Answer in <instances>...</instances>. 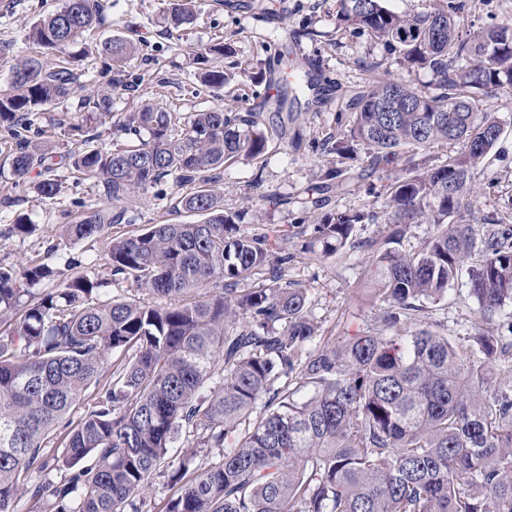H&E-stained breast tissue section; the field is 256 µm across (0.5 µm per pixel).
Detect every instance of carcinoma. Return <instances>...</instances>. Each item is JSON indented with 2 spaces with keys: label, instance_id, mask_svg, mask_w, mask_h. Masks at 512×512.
<instances>
[{
  "label": "carcinoma",
  "instance_id": "obj_1",
  "mask_svg": "<svg viewBox=\"0 0 512 512\" xmlns=\"http://www.w3.org/2000/svg\"><path fill=\"white\" fill-rule=\"evenodd\" d=\"M342 20L367 31L428 85L381 79L363 86L336 113L326 144L349 161L324 174L323 189L396 168L387 190L390 232L371 242L374 297L385 305L387 334L322 342L305 289L285 278L288 242L323 258L354 245L370 215L325 214L311 232L282 238L239 232L237 215L213 190L239 159H258L268 136L259 113L221 106L187 118L147 102L116 123L128 136L112 149L87 135L112 97L85 99L69 124L79 148L74 172L102 180L109 203L65 226L76 241L108 235L135 194L172 175L190 223L152 224L110 242L112 280L131 283L129 300L104 299L102 282L77 272L54 288L48 261L0 267V512L19 495L53 512H141L157 475L180 485L165 512H512V322L507 335L476 331V364L423 324L424 302L448 296L466 274L483 319L512 308V225L476 247L464 208L474 171L496 145L498 118L479 95L512 91V25L465 32L458 6L397 14L384 0H339ZM199 0H173L178 27ZM101 0H63L29 33L32 54L0 89V126L13 144L17 182L44 199L60 191L53 146L36 136V116L76 83L74 57L62 53L100 20ZM139 47L112 38L97 51L124 67ZM366 149L363 162L349 143ZM448 148L442 163L420 166L403 149ZM412 224L434 232L410 253L394 248ZM250 288L237 289L247 280ZM109 375H102L106 360ZM82 418L58 440L55 427L90 388ZM266 410L250 419L256 402ZM222 460L186 478L195 453L171 464L182 434ZM63 449L50 456V448ZM54 462L60 482L31 480Z\"/></svg>",
  "mask_w": 512,
  "mask_h": 512
}]
</instances>
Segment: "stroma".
<instances>
[{"instance_id":"35a3bbf8","label":"stroma","mask_w":512,"mask_h":512,"mask_svg":"<svg viewBox=\"0 0 512 512\" xmlns=\"http://www.w3.org/2000/svg\"><path fill=\"white\" fill-rule=\"evenodd\" d=\"M103 12L94 29L80 35L78 45L96 47L113 37L138 39L142 49L124 68H115L111 58L97 54L92 69L77 67L78 80L65 101L47 106L38 125L43 139L65 152L71 142L65 128L79 112L81 99L89 94L112 97V113L98 121L93 132L99 146L111 147L116 119L146 101L159 100L183 115L223 106L228 112L249 111L264 96L270 81L283 72L314 73L319 83L329 84L333 99L320 105L315 91L305 90L293 105V117L280 121L272 109L261 108L262 123L269 134L268 149L257 160H242L227 168L214 189L227 211L238 213L240 232L261 229L271 236L292 231L298 224L319 222L323 213L371 210L383 212L384 188L394 173H376L351 191L329 193L326 209L313 205L322 176L338 162L325 148L336 130V114L350 90L375 78L406 79L428 83L427 72L403 69L383 45L374 43L356 25L340 21L337 0H270L281 23L271 22L248 9L228 8L224 0H203L191 23L168 30L165 23L168 0H101ZM458 15L466 30L512 22V0H462ZM61 0H0V88L7 85L11 68L31 52L29 28L56 10ZM222 39L231 52L218 62L227 80L223 87L204 85L198 66L184 56V45L204 47ZM483 110L495 113L501 135L483 165L473 175L474 192L466 220L475 237L491 230L485 218L495 215L512 224V92L500 91L482 97ZM0 127V266L52 261L58 280L71 277L66 258L72 257L103 282V298L127 294V283H115L107 265L112 238L122 237L150 224L189 221L176 203L179 189L173 177L146 188L136 204L127 208L122 223L112 225L108 236L70 241L64 227L108 201L104 185L96 178H77L69 169L56 172L60 193L52 199L38 196L31 185L16 183ZM287 197V205L269 204L270 195ZM32 214L36 229L27 235L13 233L14 218ZM288 277L305 288L309 306L324 337L344 339L381 331L383 308L371 294L370 253L364 249L343 250L331 258L297 252L288 267ZM426 320L445 334L471 360L480 355L472 349L475 331L497 335L506 315L481 320L478 306L465 281L448 288L447 297L428 306Z\"/></svg>"}]
</instances>
